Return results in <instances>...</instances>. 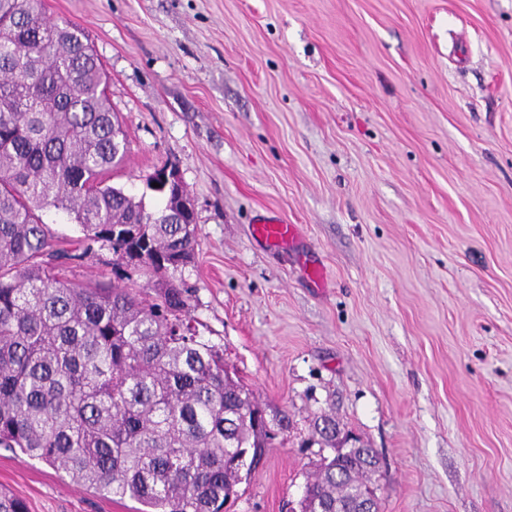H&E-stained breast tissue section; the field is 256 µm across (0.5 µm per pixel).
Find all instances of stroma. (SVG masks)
Here are the masks:
<instances>
[{
  "instance_id": "1",
  "label": "stroma",
  "mask_w": 512,
  "mask_h": 512,
  "mask_svg": "<svg viewBox=\"0 0 512 512\" xmlns=\"http://www.w3.org/2000/svg\"><path fill=\"white\" fill-rule=\"evenodd\" d=\"M129 152L193 201L190 314L287 437L227 512H290L312 418L380 459L379 512H512V0H46ZM297 225L288 248L259 216ZM311 258L322 285L301 269ZM29 512H135L0 448ZM256 236L274 249L288 248L297 237L296 227L293 224H284L277 219L264 218L254 224Z\"/></svg>"
}]
</instances>
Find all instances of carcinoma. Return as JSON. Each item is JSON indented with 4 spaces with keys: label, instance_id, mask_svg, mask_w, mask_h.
<instances>
[{
    "label": "carcinoma",
    "instance_id": "1",
    "mask_svg": "<svg viewBox=\"0 0 512 512\" xmlns=\"http://www.w3.org/2000/svg\"><path fill=\"white\" fill-rule=\"evenodd\" d=\"M128 149L84 29L49 20L44 0H0V447L140 512H224L288 416L267 418L191 324L195 218L171 224L106 183ZM52 210L78 242L55 239ZM96 247L124 284L61 275ZM338 425L313 420L302 512H356L370 492ZM0 512L27 509L0 490Z\"/></svg>",
    "mask_w": 512,
    "mask_h": 512
}]
</instances>
